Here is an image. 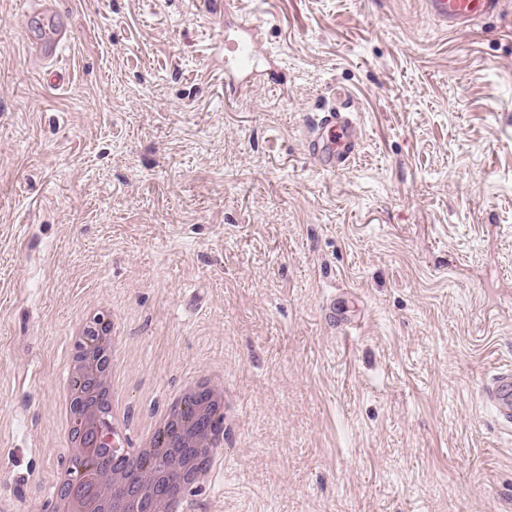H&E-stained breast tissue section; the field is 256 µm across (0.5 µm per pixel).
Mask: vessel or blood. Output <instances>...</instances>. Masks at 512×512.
I'll return each mask as SVG.
<instances>
[{
    "label": "vessel or blood",
    "instance_id": "1",
    "mask_svg": "<svg viewBox=\"0 0 512 512\" xmlns=\"http://www.w3.org/2000/svg\"><path fill=\"white\" fill-rule=\"evenodd\" d=\"M426 14L441 28L456 32L469 25L501 14L506 0H424ZM261 25L256 20H240L224 30V91L232 93L238 82L256 75L252 46L259 40ZM306 148L318 161L322 172L345 170L357 151L355 121L351 113L333 107L310 114ZM480 395L499 423L512 425V368L493 374L481 387Z\"/></svg>",
    "mask_w": 512,
    "mask_h": 512
}]
</instances>
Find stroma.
<instances>
[{"instance_id":"stroma-1","label":"stroma","mask_w":512,"mask_h":512,"mask_svg":"<svg viewBox=\"0 0 512 512\" xmlns=\"http://www.w3.org/2000/svg\"><path fill=\"white\" fill-rule=\"evenodd\" d=\"M227 8L283 61L229 103L195 0H56L40 66L49 19L0 0V502L41 504L96 302L131 428L191 376L236 393L195 512H512V430L480 399L512 365V0L454 33L421 0ZM337 104L357 156L327 175L304 118ZM98 317L103 319V323L99 326L98 330L99 336H102V341L104 343L103 356L106 358V361H108L112 356V353L114 354L119 348L121 340L117 335H120V333L118 332L114 321L112 323V320L104 314L89 312V314H87L83 319L77 321L72 327L73 359L84 360L85 363L89 362V359L86 358V352L90 348V329L94 326V319Z\"/></svg>"}]
</instances>
